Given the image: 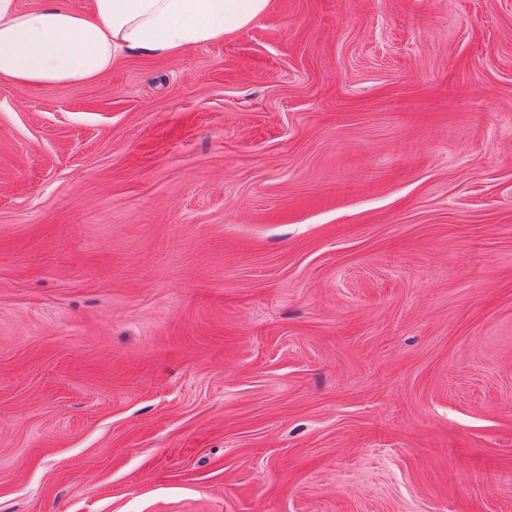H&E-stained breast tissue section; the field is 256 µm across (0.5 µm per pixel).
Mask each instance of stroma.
<instances>
[{
  "mask_svg": "<svg viewBox=\"0 0 512 512\" xmlns=\"http://www.w3.org/2000/svg\"><path fill=\"white\" fill-rule=\"evenodd\" d=\"M0 512H512V0L0 81Z\"/></svg>",
  "mask_w": 512,
  "mask_h": 512,
  "instance_id": "stroma-1",
  "label": "stroma"
}]
</instances>
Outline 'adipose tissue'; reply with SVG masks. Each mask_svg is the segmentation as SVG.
Here are the masks:
<instances>
[{
    "instance_id": "ef3b65f1",
    "label": "adipose tissue",
    "mask_w": 512,
    "mask_h": 512,
    "mask_svg": "<svg viewBox=\"0 0 512 512\" xmlns=\"http://www.w3.org/2000/svg\"><path fill=\"white\" fill-rule=\"evenodd\" d=\"M269 0H91L75 12L60 0L19 9L0 0V80L22 87L97 79L127 55L173 56L237 32Z\"/></svg>"
}]
</instances>
